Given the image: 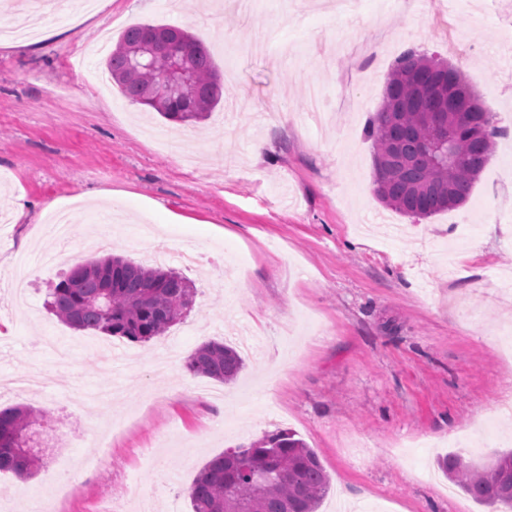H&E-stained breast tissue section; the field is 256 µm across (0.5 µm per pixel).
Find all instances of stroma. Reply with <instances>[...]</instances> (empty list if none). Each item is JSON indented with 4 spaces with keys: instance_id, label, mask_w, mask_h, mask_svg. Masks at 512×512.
Listing matches in <instances>:
<instances>
[{
    "instance_id": "stroma-1",
    "label": "stroma",
    "mask_w": 512,
    "mask_h": 512,
    "mask_svg": "<svg viewBox=\"0 0 512 512\" xmlns=\"http://www.w3.org/2000/svg\"><path fill=\"white\" fill-rule=\"evenodd\" d=\"M104 0L49 40L10 37L0 7V406L40 412L55 445L25 483L0 473V512L61 488L57 512H191L202 466L265 433L293 432L331 488L320 512H512L476 503L438 466L482 463L512 431L482 434L512 383V0ZM168 24L210 51L223 97L176 125L132 103L99 40ZM416 50L459 68L494 115L495 152L467 203L422 219L380 203L364 128L396 61ZM262 151H254L255 143ZM111 195L112 219L93 204ZM74 211L64 247L50 203ZM111 253L181 270L184 319L146 343L72 329L46 300L71 267ZM30 282L27 307L13 282ZM239 349L224 384L188 371L201 344ZM33 369L44 388L11 390ZM109 453L84 466L96 444Z\"/></svg>"
}]
</instances>
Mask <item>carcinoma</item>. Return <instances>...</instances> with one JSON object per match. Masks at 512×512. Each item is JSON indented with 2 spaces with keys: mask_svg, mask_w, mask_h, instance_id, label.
I'll return each mask as SVG.
<instances>
[{
  "mask_svg": "<svg viewBox=\"0 0 512 512\" xmlns=\"http://www.w3.org/2000/svg\"><path fill=\"white\" fill-rule=\"evenodd\" d=\"M171 30L166 24L128 27L105 66L126 98L186 123L215 109L222 84L210 53L188 33L179 51L187 57L191 81L169 83L167 59L152 60L142 49L147 36ZM499 134L460 70L408 51L389 73L382 105L366 128L374 151V194L412 218L455 210L469 198ZM194 297L192 283L172 269L107 256L75 265L50 289L47 305L74 329L147 342L180 321ZM243 364L235 348L210 341L195 349L186 367L229 383ZM37 423L34 409L0 406V472L23 478L38 469L40 449L32 434ZM440 466L474 501L512 507V450L482 465L450 454ZM255 470L267 473V480L253 481ZM330 487L317 453L295 434L279 431L207 461L188 497L192 512H318Z\"/></svg>",
  "mask_w": 512,
  "mask_h": 512,
  "instance_id": "obj_1",
  "label": "carcinoma"
}]
</instances>
